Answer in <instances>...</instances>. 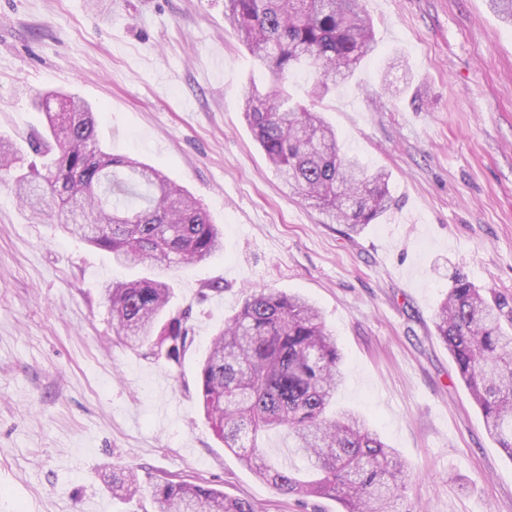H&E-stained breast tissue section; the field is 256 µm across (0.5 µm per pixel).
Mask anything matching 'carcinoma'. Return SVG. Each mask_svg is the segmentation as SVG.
I'll return each mask as SVG.
<instances>
[{"instance_id":"1","label":"carcinoma","mask_w":512,"mask_h":512,"mask_svg":"<svg viewBox=\"0 0 512 512\" xmlns=\"http://www.w3.org/2000/svg\"><path fill=\"white\" fill-rule=\"evenodd\" d=\"M512 26V0H489ZM224 18L278 86L250 87L244 116L265 157L292 192L315 202L349 235L390 206L389 174L340 151L336 129L313 107L294 102L283 86L299 72L313 75L309 92L323 100L351 78L375 50L372 22L361 0H225ZM56 92L37 94L47 131L36 149L50 158L46 173H28L21 149L0 138V172L37 218L55 211L66 233L112 253L118 265L149 261L162 273L196 265L223 247V233L203 207L155 167L102 150L92 108ZM149 194L145 206L125 202ZM85 196V220L71 222L69 194ZM116 344L147 348L178 363L192 343L189 313L171 310L172 286L147 279L105 286ZM436 335L480 408L495 443L512 457V300L453 276L435 313ZM338 339L318 310L298 294L250 295L211 341L199 368V399L215 433L244 467L282 495L333 498L344 512H402L395 486L402 463L360 413L339 408L344 384ZM283 430L307 455L302 476L266 457L262 435ZM112 484L139 491L137 470L112 473ZM156 512H255L253 503L187 481L152 485Z\"/></svg>"}]
</instances>
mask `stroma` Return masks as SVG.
Listing matches in <instances>:
<instances>
[{
  "instance_id": "stroma-1",
  "label": "stroma",
  "mask_w": 512,
  "mask_h": 512,
  "mask_svg": "<svg viewBox=\"0 0 512 512\" xmlns=\"http://www.w3.org/2000/svg\"><path fill=\"white\" fill-rule=\"evenodd\" d=\"M377 46L318 108L344 151L390 174L391 206L346 236L294 195L242 113L273 88L224 0H0V134L42 132L38 93L79 96L103 148L161 168L204 205L224 248L171 274L189 311L180 363L113 343L102 289L149 275L33 220L0 185V512H154L157 478L257 512H342L284 496L225 448L199 408L215 331L261 289L318 307L344 357L340 405L404 462L407 512H512V458L434 328L455 272L512 298V28L488 0H364ZM137 468L141 494L113 487Z\"/></svg>"
}]
</instances>
